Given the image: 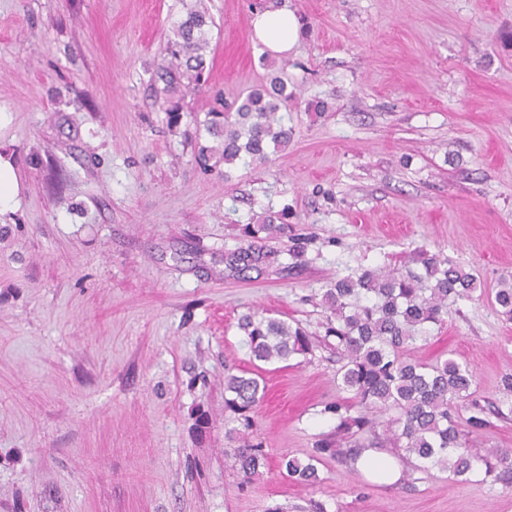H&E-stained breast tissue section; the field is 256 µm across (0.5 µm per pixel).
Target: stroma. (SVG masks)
<instances>
[{"label": "stroma", "instance_id": "obj_1", "mask_svg": "<svg viewBox=\"0 0 512 512\" xmlns=\"http://www.w3.org/2000/svg\"><path fill=\"white\" fill-rule=\"evenodd\" d=\"M195 1L0 0V143L22 186L0 216V512H512L490 477L387 484L326 457L308 486L280 466L342 397L324 288L422 248L477 290L407 355L472 363L476 397L503 410L480 445L512 452V321L494 304L512 282V0H199L210 80L172 129L156 64ZM258 7L305 24L284 57L293 137L266 165L205 172L197 122L268 74ZM285 207L278 264L226 269L243 225ZM256 310L316 336L312 355L254 360L238 321ZM230 373L266 387L249 436L268 465L249 482L225 434Z\"/></svg>", "mask_w": 512, "mask_h": 512}]
</instances>
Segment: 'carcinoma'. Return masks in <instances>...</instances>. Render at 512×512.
<instances>
[{"instance_id": "1", "label": "carcinoma", "mask_w": 512, "mask_h": 512, "mask_svg": "<svg viewBox=\"0 0 512 512\" xmlns=\"http://www.w3.org/2000/svg\"><path fill=\"white\" fill-rule=\"evenodd\" d=\"M213 18L207 8L193 7L171 22L165 56L158 67L164 82L158 105L176 126L180 97L201 85L206 69L209 30ZM288 79L270 74L233 104V111L213 108L203 123L208 139H196L195 161L206 171L242 165L257 166L269 153L288 147ZM288 209L270 213L256 224L245 225L246 242L224 250V265L238 273L260 271L271 257L266 242L288 229ZM412 261L423 273L400 276L393 271L362 270L337 278L322 296L329 316L324 339L336 350V380L349 401L324 406L322 414L336 422L334 436L315 443L307 461L283 457L282 467L292 480L313 485L321 481L317 464L325 455L355 462L365 448L393 443L414 458V468H438L464 481L477 471L512 482V460L499 448H479L458 427L460 403L471 400L474 415L469 426L484 424V409L472 399L475 382L468 363L444 359L427 363L405 357V351L430 337L447 314L448 301L472 297L474 274L437 253L420 249ZM499 312L512 320V284L503 283L494 295ZM254 359L284 362L306 356L313 344L301 328L257 312L243 315L238 323ZM224 410L233 414L242 429H250L265 396L259 378L229 374L224 380ZM356 414H351V410ZM230 437L240 442L234 465L244 480L261 474L267 454L232 427Z\"/></svg>"}]
</instances>
